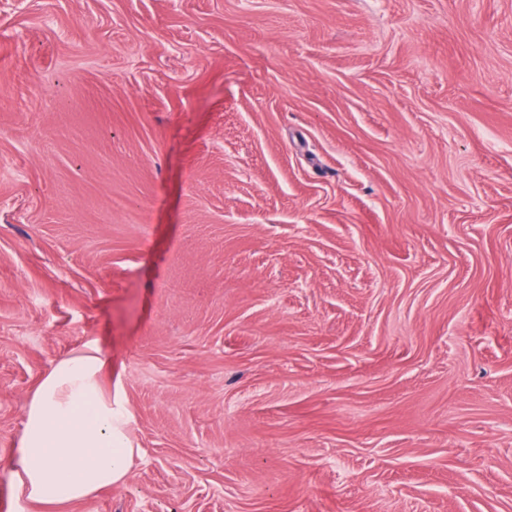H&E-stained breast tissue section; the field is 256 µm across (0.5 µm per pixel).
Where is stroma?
Masks as SVG:
<instances>
[{"label":"stroma","instance_id":"1","mask_svg":"<svg viewBox=\"0 0 512 512\" xmlns=\"http://www.w3.org/2000/svg\"><path fill=\"white\" fill-rule=\"evenodd\" d=\"M91 339L67 512H512V0H0V512ZM110 367L96 344L47 371L23 407L22 429L7 468L21 511L65 512L124 484L133 457L132 416L121 391L106 392Z\"/></svg>","mask_w":512,"mask_h":512}]
</instances>
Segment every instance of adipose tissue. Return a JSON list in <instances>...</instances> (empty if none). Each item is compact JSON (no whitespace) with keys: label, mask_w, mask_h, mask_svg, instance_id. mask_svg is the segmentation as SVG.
I'll list each match as a JSON object with an SVG mask.
<instances>
[{"label":"adipose tissue","mask_w":512,"mask_h":512,"mask_svg":"<svg viewBox=\"0 0 512 512\" xmlns=\"http://www.w3.org/2000/svg\"><path fill=\"white\" fill-rule=\"evenodd\" d=\"M110 367L97 345L47 371L23 407L22 429L7 468L17 503L67 512L99 491L124 484L137 450L121 392L104 390Z\"/></svg>","instance_id":"ef3b65f1"}]
</instances>
